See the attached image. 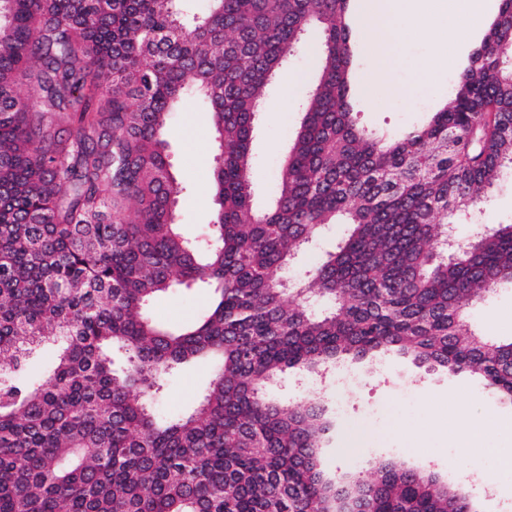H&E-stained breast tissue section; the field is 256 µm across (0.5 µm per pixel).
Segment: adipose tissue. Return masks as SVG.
<instances>
[{"instance_id":"1","label":"adipose tissue","mask_w":512,"mask_h":512,"mask_svg":"<svg viewBox=\"0 0 512 512\" xmlns=\"http://www.w3.org/2000/svg\"><path fill=\"white\" fill-rule=\"evenodd\" d=\"M488 21L486 0H360L357 27L371 38L377 65L371 85L384 90L397 89L408 96L426 84L437 66H450L449 40L465 41ZM413 35L430 40V56L417 71L412 83L395 87L392 57L402 42Z\"/></svg>"}]
</instances>
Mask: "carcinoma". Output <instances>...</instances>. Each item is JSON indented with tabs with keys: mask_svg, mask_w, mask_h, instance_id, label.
Masks as SVG:
<instances>
[{
	"mask_svg": "<svg viewBox=\"0 0 512 512\" xmlns=\"http://www.w3.org/2000/svg\"><path fill=\"white\" fill-rule=\"evenodd\" d=\"M175 2L0 0V512H338L342 493L368 512H473L397 462L325 478L324 407L287 409L269 387L394 350L512 403V340L464 318L512 282V224L464 255L442 245L512 173V0L445 105L393 138L348 100L350 0H210L190 21ZM315 30L319 77L259 213L256 117ZM192 95L220 150L203 240L174 223L182 187L163 139ZM329 224L347 238L288 280ZM194 282L212 298L193 324L147 314ZM49 342L47 374L20 380ZM201 359L215 372L199 402L164 414L168 378Z\"/></svg>",
	"mask_w": 512,
	"mask_h": 512,
	"instance_id": "1",
	"label": "carcinoma"
}]
</instances>
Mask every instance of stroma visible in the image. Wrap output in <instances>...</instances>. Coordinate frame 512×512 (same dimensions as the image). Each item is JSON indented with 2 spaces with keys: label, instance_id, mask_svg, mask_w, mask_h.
<instances>
[{
  "label": "stroma",
  "instance_id": "1",
  "mask_svg": "<svg viewBox=\"0 0 512 512\" xmlns=\"http://www.w3.org/2000/svg\"><path fill=\"white\" fill-rule=\"evenodd\" d=\"M372 61L359 52L352 76V105L359 122L369 130L397 134L418 124L426 113L440 107L456 70L445 71L426 85L415 99L370 94ZM318 73L316 58L302 52L275 75L258 117L250 150L252 203L267 208L273 198L288 145L301 121L300 104ZM296 90H289L293 79ZM170 170L183 185L173 208L175 220L193 238L203 237L214 222L212 174L216 145L204 103L196 97L172 113L166 130ZM512 223V175L503 177L489 193L486 210L474 219L456 224L457 239L473 240L487 227ZM208 289H177L158 297L150 308L159 321L179 326L193 321L207 307ZM471 331L494 339L512 338V283L503 282L473 302L467 314ZM342 369L350 382L335 378L298 383L293 373L283 374L272 393L286 405L301 406L318 399L336 415V425L323 448L326 466L334 471L370 475L378 463L396 458L412 469L437 473L451 483H465L479 512H512V474L497 475L499 454L512 455V404L500 402L468 375L430 370L412 359L388 354L374 363L350 358ZM212 367L199 362L167 382L161 408L175 414L198 402ZM470 402L488 423L474 437L467 453L458 450L459 438L448 413L456 402Z\"/></svg>",
  "mask_w": 512,
  "mask_h": 512
}]
</instances>
